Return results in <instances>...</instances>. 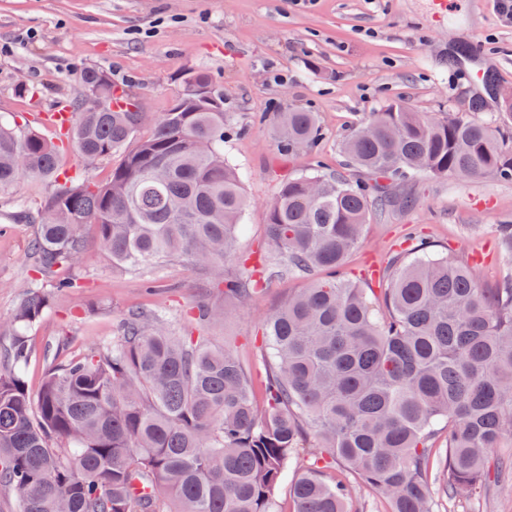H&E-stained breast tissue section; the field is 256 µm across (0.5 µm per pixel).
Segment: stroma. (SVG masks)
I'll list each match as a JSON object with an SVG mask.
<instances>
[{"mask_svg": "<svg viewBox=\"0 0 512 512\" xmlns=\"http://www.w3.org/2000/svg\"><path fill=\"white\" fill-rule=\"evenodd\" d=\"M90 66L110 69L155 117L169 109L189 71H207L223 85L233 130L224 155L242 172L247 200L242 256L267 250V209L284 175L308 172L319 160L324 172L365 179L346 166L338 141L388 102L512 132L502 102L475 77L488 72L499 88L512 89V23L503 21L497 0H461L442 18L432 0H0V116L55 139L41 117L61 111ZM291 108L317 113L322 137L284 161L273 122ZM52 190V181L25 176L0 196L1 350L10 343L17 294L36 275L33 226L18 212L34 211ZM396 192L418 204L389 208L366 224L344 267L362 287L377 288L371 270L406 249L411 231L458 256L481 283L512 273V249L501 241L502 224L512 222V182L431 175ZM74 274L81 288L57 294L30 333L36 350L60 342L64 355L81 354L115 336L129 309L144 306L161 311L175 330L236 351L257 385L264 319L310 285L231 261L225 276L259 282L257 293L240 301L181 261L165 268L160 290L150 295L149 269L115 268L92 242ZM201 305L219 318L197 322Z\"/></svg>", "mask_w": 512, "mask_h": 512, "instance_id": "35a3bbf8", "label": "stroma"}]
</instances>
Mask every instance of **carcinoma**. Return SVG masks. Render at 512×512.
Listing matches in <instances>:
<instances>
[{
	"label": "carcinoma",
	"mask_w": 512,
	"mask_h": 512,
	"mask_svg": "<svg viewBox=\"0 0 512 512\" xmlns=\"http://www.w3.org/2000/svg\"><path fill=\"white\" fill-rule=\"evenodd\" d=\"M72 98L70 142L82 157L119 155L108 182L60 177L59 151L37 130L0 120V194L25 176L54 179L30 216L41 279L23 286L0 357V492L19 512H274L275 491L300 463L293 512H348L350 484L323 477L339 462L386 499L390 512H432L431 485L454 504L512 463L493 455L512 436V275L493 286L422 239L378 272L367 292L343 273L372 212L417 199L390 184L421 174L512 180V147L490 126L435 121L392 102L343 136L348 165L378 177L353 182L316 170L282 180L266 237L284 271L312 284L262 325L263 404L237 355L169 330L156 311L132 310L112 340L68 358L45 347L44 379L29 331L50 311L54 279L78 263L95 229L112 267L186 260L224 295H250L224 277L245 211L242 177L224 157V92L190 71L149 137L147 113L112 72L88 67ZM280 156L311 149L316 113L275 118Z\"/></svg>",
	"instance_id": "carcinoma-1"
}]
</instances>
